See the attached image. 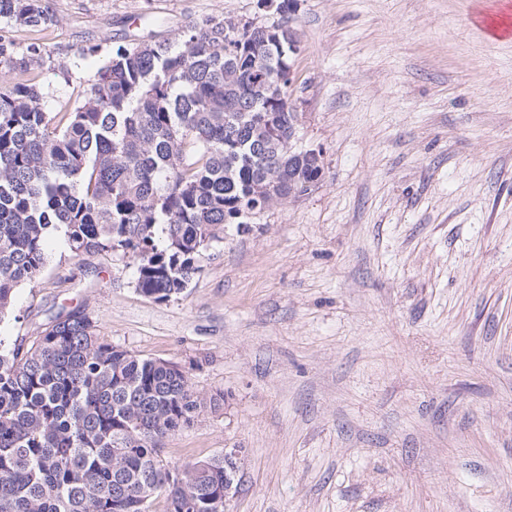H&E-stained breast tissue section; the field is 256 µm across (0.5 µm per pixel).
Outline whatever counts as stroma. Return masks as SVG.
Returning <instances> with one entry per match:
<instances>
[{
  "instance_id": "stroma-1",
  "label": "stroma",
  "mask_w": 512,
  "mask_h": 512,
  "mask_svg": "<svg viewBox=\"0 0 512 512\" xmlns=\"http://www.w3.org/2000/svg\"><path fill=\"white\" fill-rule=\"evenodd\" d=\"M0 20L49 111L113 51L179 42L259 0H45ZM495 0H297L291 100L324 176L224 225L165 302L130 259L54 245L1 325L85 310L104 341L223 393L169 436L170 466L237 453L224 512H512V36ZM2 18L20 26L38 27L49 19V11L42 0H0Z\"/></svg>"
}]
</instances>
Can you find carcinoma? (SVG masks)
<instances>
[{
    "label": "carcinoma",
    "instance_id": "1",
    "mask_svg": "<svg viewBox=\"0 0 512 512\" xmlns=\"http://www.w3.org/2000/svg\"><path fill=\"white\" fill-rule=\"evenodd\" d=\"M38 27L42 0H0ZM288 29L234 17L177 43L119 48L64 124L35 86H0V324L62 240L133 259L158 302L189 287L208 241L318 181L295 154ZM202 402L163 360L99 340L87 313L32 340L0 330V512H224V457L171 472L164 440Z\"/></svg>",
    "mask_w": 512,
    "mask_h": 512
}]
</instances>
